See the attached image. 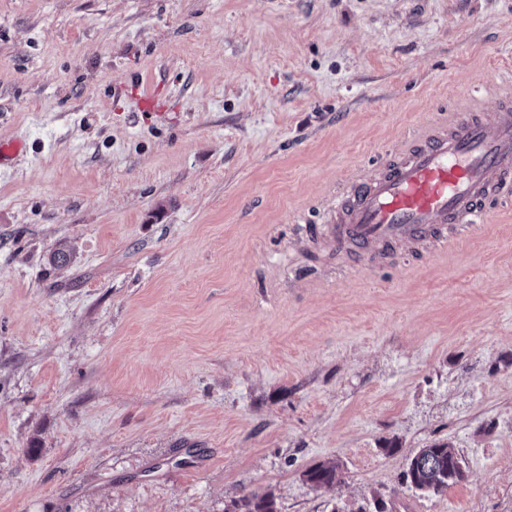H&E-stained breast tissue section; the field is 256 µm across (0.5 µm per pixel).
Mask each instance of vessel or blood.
I'll list each match as a JSON object with an SVG mask.
<instances>
[{
	"mask_svg": "<svg viewBox=\"0 0 512 512\" xmlns=\"http://www.w3.org/2000/svg\"><path fill=\"white\" fill-rule=\"evenodd\" d=\"M512 195V90L492 111L425 129L336 203L329 231L365 259L394 244L441 238L451 224Z\"/></svg>",
	"mask_w": 512,
	"mask_h": 512,
	"instance_id": "vessel-or-blood-1",
	"label": "vessel or blood"
}]
</instances>
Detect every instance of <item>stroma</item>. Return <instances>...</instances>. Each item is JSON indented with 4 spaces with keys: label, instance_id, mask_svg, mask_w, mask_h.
Here are the masks:
<instances>
[{
    "label": "stroma",
    "instance_id": "obj_1",
    "mask_svg": "<svg viewBox=\"0 0 512 512\" xmlns=\"http://www.w3.org/2000/svg\"><path fill=\"white\" fill-rule=\"evenodd\" d=\"M511 77L512 0H0V512H512V198L325 237ZM436 442L466 476L422 496ZM421 448L407 463L405 480L410 488L426 494H440L465 478L460 458L446 443ZM306 480L314 487H330L339 479V471L336 463H319L305 472ZM234 512H277L275 500L269 496H247L234 502Z\"/></svg>",
    "mask_w": 512,
    "mask_h": 512
}]
</instances>
